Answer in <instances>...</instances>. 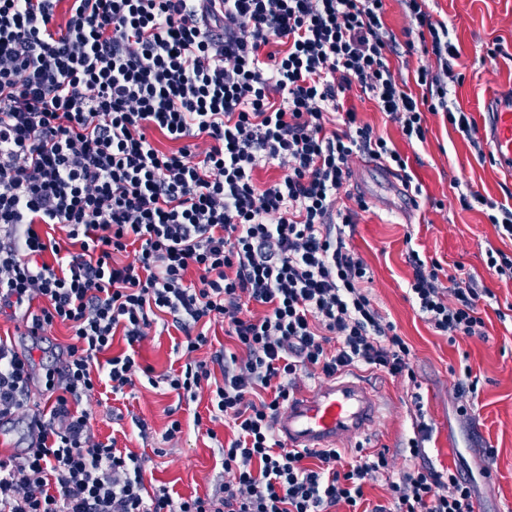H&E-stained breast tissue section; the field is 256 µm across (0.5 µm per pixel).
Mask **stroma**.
Instances as JSON below:
<instances>
[{
    "label": "stroma",
    "instance_id": "stroma-1",
    "mask_svg": "<svg viewBox=\"0 0 512 512\" xmlns=\"http://www.w3.org/2000/svg\"><path fill=\"white\" fill-rule=\"evenodd\" d=\"M435 18L447 21L451 37L461 48L459 70L463 83L450 84L449 97L472 117H480L486 99L498 89L512 87V0H431ZM385 22L395 38L391 65L397 77L410 76L420 56L408 53L404 29L409 20L403 0H386ZM497 56H489V49ZM347 103L363 121L389 138L408 159L409 171L422 187L415 210L396 214L386 207L392 191L382 182L369 183L366 159L352 162L348 190L367 194L369 208L360 212L354 250L371 271L368 285L375 307L395 323L412 348L416 386L380 372L369 373L379 388L386 411L379 428L369 436L343 444L346 455L356 448L388 449L397 468H405V444L413 434L418 414H425L434 431L426 447L437 469H459L474 478L476 503L481 512H512V320H500L497 309L512 305V282L501 281L486 266L489 249L512 253V242L501 240L482 208L462 209L459 196L479 190L492 201L512 208V174L481 160L484 143H470L444 122L442 115H428L425 142L408 143L397 123L379 112L373 101L351 90ZM436 259L446 271L463 265L480 288L490 289L497 307H481L485 336L463 337L449 342L420 318L406 289L413 269L409 250ZM11 333L19 350L33 353L34 375L59 363L70 342V332L56 326L48 336L32 339L15 332L14 321L0 315V336ZM183 335L154 323L146 338L133 347L140 363L155 375L179 368L174 350ZM468 361L479 379L477 393L461 388L455 368ZM421 405H414L413 394ZM93 431L99 440L115 441L118 449L145 457L144 480L149 486L167 487L173 496L194 494L221 497L224 488L223 456L195 415L207 412L208 394L189 401L166 384L138 382L132 395H112L108 383H100L90 397ZM467 406L460 415L459 406ZM180 421L182 434L175 447L164 448L162 435L171 421ZM164 455H156V448ZM495 449L487 459L485 449Z\"/></svg>",
    "mask_w": 512,
    "mask_h": 512
}]
</instances>
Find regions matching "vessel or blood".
<instances>
[{
    "label": "vessel or blood",
    "instance_id": "obj_1",
    "mask_svg": "<svg viewBox=\"0 0 512 512\" xmlns=\"http://www.w3.org/2000/svg\"><path fill=\"white\" fill-rule=\"evenodd\" d=\"M479 133L503 170L512 171V89L491 96ZM379 390L354 373L324 378L309 390L294 392L275 421L288 447L303 450L335 448L373 433L382 416Z\"/></svg>",
    "mask_w": 512,
    "mask_h": 512
}]
</instances>
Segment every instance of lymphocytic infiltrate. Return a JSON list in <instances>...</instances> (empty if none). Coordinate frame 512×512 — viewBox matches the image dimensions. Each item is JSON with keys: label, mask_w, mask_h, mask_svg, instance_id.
<instances>
[{"label": "lymphocytic infiltrate", "mask_w": 512, "mask_h": 512, "mask_svg": "<svg viewBox=\"0 0 512 512\" xmlns=\"http://www.w3.org/2000/svg\"><path fill=\"white\" fill-rule=\"evenodd\" d=\"M404 2L409 51L439 64L409 82L390 66L384 0H0V311L20 314L24 335L62 324L72 339L37 381L31 352L0 338V420L25 417L32 432L23 456L0 458V512L353 510L381 477L391 503L372 512H474L468 479L424 463L426 422L408 441L422 466L399 474L387 450L348 463L335 448H286L274 428L304 372L417 381L350 246L367 203L338 205L360 154L422 192L399 151L346 107L352 87L407 141H425L429 112L477 133L448 102L461 49L447 22L428 0ZM155 132L173 149L155 146ZM270 164L285 176L257 184ZM409 260L422 319L452 342L482 335L479 306L493 293L463 266ZM166 315L188 360L164 382L192 401L209 393V421L237 431L220 499L148 490L143 458L98 440L81 405L97 377L117 395L152 376L108 351L116 333L141 342ZM220 323L240 351L216 383L193 354Z\"/></svg>", "instance_id": "obj_1"}]
</instances>
